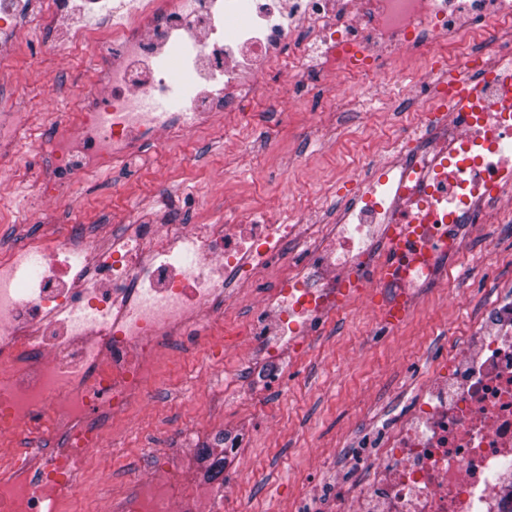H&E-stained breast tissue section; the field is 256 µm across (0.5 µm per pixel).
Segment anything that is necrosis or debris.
<instances>
[{"label":"necrosis or debris","mask_w":512,"mask_h":512,"mask_svg":"<svg viewBox=\"0 0 512 512\" xmlns=\"http://www.w3.org/2000/svg\"><path fill=\"white\" fill-rule=\"evenodd\" d=\"M22 11L62 32L59 54L105 59L95 95L37 140L59 167L34 182L38 208L69 197L77 175L129 165L133 146L198 132L257 96L290 56L288 13L312 31L293 55L312 84L393 79L415 64L458 82L481 34L495 48L464 104L444 83L409 91L428 144L398 136L354 174L346 235L257 209L242 224H142L104 245L60 231L1 253L0 441L12 451L0 460V512H63L113 421L158 387L159 358L210 335L226 288L277 272L254 320L224 323L246 343L311 331L370 290L411 306L418 289L445 282L463 250L459 225L512 213V0H0V29ZM235 16L243 24L226 28ZM170 58L192 86L175 122L158 107ZM292 246L308 251L304 267L287 263ZM483 331L449 349L412 417L362 457L367 481L337 483L336 512H512V304L491 305ZM196 496L139 477L112 510L193 512Z\"/></svg>","instance_id":"obj_1"}]
</instances>
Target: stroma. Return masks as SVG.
Here are the masks:
<instances>
[{
  "label": "stroma",
  "instance_id": "35a3bbf8",
  "mask_svg": "<svg viewBox=\"0 0 512 512\" xmlns=\"http://www.w3.org/2000/svg\"><path fill=\"white\" fill-rule=\"evenodd\" d=\"M10 51L0 61V87L10 91L29 137L0 140V155L10 160L0 177V250L61 229L106 239L127 233L134 213L145 224H199L223 215L228 202L242 217L255 207L286 216L309 200L317 223L332 224L357 191L351 173L416 125V105L389 110L386 90L370 91L368 81H348L345 94L356 104L335 112L331 84L306 86L297 77L284 83L272 73L270 91L246 111L218 113L208 129L146 147L137 165L80 179L74 201L36 213L28 186L50 176L53 165L32 136L94 94L101 61L80 50L58 55L48 34L26 28ZM462 232L464 250L446 283L422 289L396 327L382 325L381 296L371 292L300 351L284 339L271 357L219 330L212 345L169 354L162 390L113 424L110 445L91 458L70 512H105L100 484L124 496L143 468L197 488L201 512H210L215 484L204 480L198 451L223 433L244 441L225 452L230 493L221 512H293L311 493L321 512H332L333 483L353 476L358 453L410 416L449 345L474 335L490 303L512 300V220L466 224ZM491 240L493 253L486 250ZM270 282L266 276L233 289L224 317L250 319Z\"/></svg>",
  "mask_w": 512,
  "mask_h": 512
}]
</instances>
